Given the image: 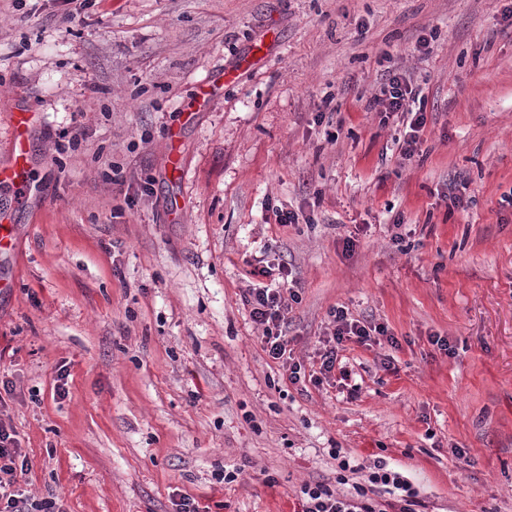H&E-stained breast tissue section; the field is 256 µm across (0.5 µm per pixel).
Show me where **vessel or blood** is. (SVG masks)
Segmentation results:
<instances>
[{"mask_svg":"<svg viewBox=\"0 0 512 512\" xmlns=\"http://www.w3.org/2000/svg\"><path fill=\"white\" fill-rule=\"evenodd\" d=\"M36 108L12 113V135L8 142H0V192L17 204L29 203L37 192L30 168V138L37 126Z\"/></svg>","mask_w":512,"mask_h":512,"instance_id":"obj_1","label":"vessel or blood"}]
</instances>
